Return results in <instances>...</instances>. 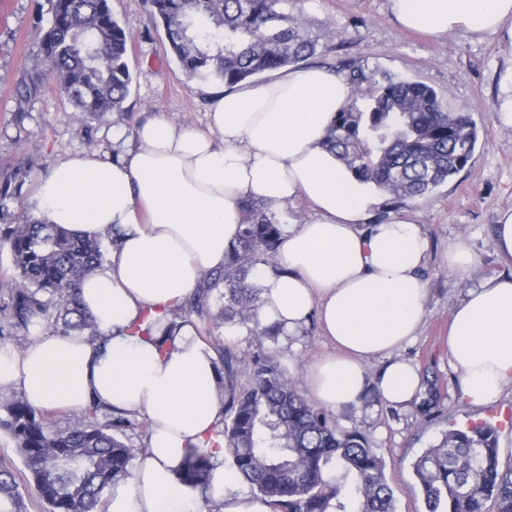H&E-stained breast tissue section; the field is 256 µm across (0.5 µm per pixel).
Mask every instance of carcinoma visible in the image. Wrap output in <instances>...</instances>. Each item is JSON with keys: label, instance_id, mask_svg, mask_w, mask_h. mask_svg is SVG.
I'll return each instance as SVG.
<instances>
[{"label": "carcinoma", "instance_id": "1", "mask_svg": "<svg viewBox=\"0 0 512 512\" xmlns=\"http://www.w3.org/2000/svg\"><path fill=\"white\" fill-rule=\"evenodd\" d=\"M51 20L39 29L37 56L44 69L16 85L19 102L43 95L52 78L58 94L84 117L119 111L132 82L126 61L130 34L109 0H49ZM284 0H146L168 48L190 79L229 89L313 58L320 45ZM352 87L349 105L336 113L324 144L362 182L389 196V211L429 198L472 159L479 131L466 113L448 108L429 85L376 78L347 61L329 67ZM35 167L21 157L0 170V244L14 269L10 300L0 307L9 326L25 334L42 325L57 335L79 332L95 345L100 333L82 306L79 283L102 267L103 241L74 235L56 224H37L12 210ZM245 215L224 267L208 272L193 294L172 310L165 333L186 324L214 338L223 428L214 448L272 512H395L385 463L369 439L342 430L326 410L308 401L282 365L283 350L262 349L244 360L215 333L238 325L262 345L279 343L280 324L257 318L260 265L274 266L282 230L260 201L242 202ZM419 408L431 417L443 405L436 384L423 382ZM91 402L58 429L27 400L0 393V430L9 434L29 483L48 512H102L103 498L131 476L136 454L121 434L149 429L147 419L119 414L102 423ZM210 455L192 453L178 469L182 482L206 490ZM426 512H512V468H502L498 433L475 423L444 434L413 465ZM0 512H26L14 472L0 466Z\"/></svg>", "mask_w": 512, "mask_h": 512}]
</instances>
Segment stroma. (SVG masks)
<instances>
[{
    "instance_id": "stroma-1",
    "label": "stroma",
    "mask_w": 512,
    "mask_h": 512,
    "mask_svg": "<svg viewBox=\"0 0 512 512\" xmlns=\"http://www.w3.org/2000/svg\"><path fill=\"white\" fill-rule=\"evenodd\" d=\"M109 4L131 35L132 83L122 111L84 122L50 90L24 107L26 116L20 121L14 87L25 73L42 66L33 41L36 27L50 20V5L48 0H0V169L23 156L36 160L32 177L13 205L17 213H29L36 178L55 161L90 150L112 153L117 131L133 132L159 113L181 125L206 126L209 101L204 83L182 73L144 0ZM284 9L303 14L320 34L322 62L346 59L379 76L426 83L449 108L470 113L480 130L469 164L428 199L401 210L402 216L421 224L429 241L424 271L428 313L418 338L402 356L437 379L446 396L441 415L428 420L417 406H387L372 386L357 405L335 413L342 429L362 432L378 448L396 512H424L412 465L452 426L490 421L498 429L501 463H512V388L494 402L471 406L448 362V327L467 290L512 272V263L500 258L492 245L499 211L512 207V37L410 34L392 18L388 0H286ZM461 240L477 263L457 273L448 269L444 255ZM284 345V366L302 394H309L307 368L327 351L319 325L306 324Z\"/></svg>"
}]
</instances>
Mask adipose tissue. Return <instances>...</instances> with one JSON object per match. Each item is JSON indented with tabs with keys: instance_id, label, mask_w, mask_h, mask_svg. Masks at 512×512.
<instances>
[{
	"instance_id": "ef3b65f1",
	"label": "adipose tissue",
	"mask_w": 512,
	"mask_h": 512,
	"mask_svg": "<svg viewBox=\"0 0 512 512\" xmlns=\"http://www.w3.org/2000/svg\"><path fill=\"white\" fill-rule=\"evenodd\" d=\"M407 30L433 36L512 33V0H388ZM342 73L312 64L274 72L257 85L215 90L200 132L157 115L118 156L90 151L54 162L31 199V220L76 235L119 234L110 264L86 275L80 298L102 335L39 334L20 353L0 354V389L35 407L83 409L97 401L151 422L148 450L107 512H272L241 490L238 471L208 440L224 416L213 351L192 326L163 330L173 306L205 272L222 268L244 220L240 203L273 209L308 202L314 215L283 225L276 267L262 268L258 319L294 334L317 317L329 352L308 368L313 398L334 411L367 383L406 406L421 392L417 368L400 350L427 314L423 271L428 240L400 215L372 224L380 193L355 180L324 136L350 100ZM448 359L463 398L480 407L512 386V276L483 281L453 312ZM380 362L375 378L366 367ZM196 450L211 451L208 491L176 478Z\"/></svg>"
}]
</instances>
